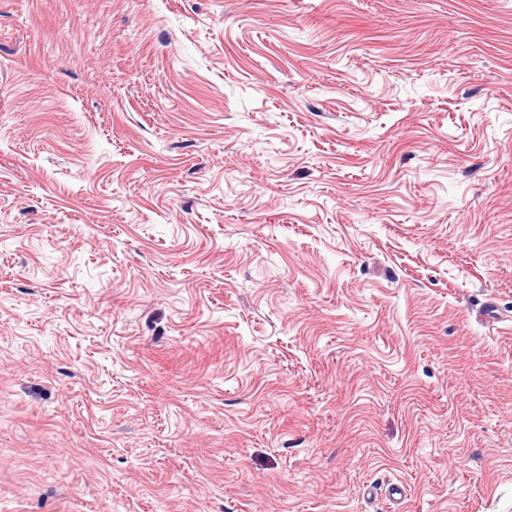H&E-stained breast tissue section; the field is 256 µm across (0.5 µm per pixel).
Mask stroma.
<instances>
[{
	"label": "stroma",
	"instance_id": "35a3bbf8",
	"mask_svg": "<svg viewBox=\"0 0 512 512\" xmlns=\"http://www.w3.org/2000/svg\"><path fill=\"white\" fill-rule=\"evenodd\" d=\"M0 512H512V0H0Z\"/></svg>",
	"mask_w": 512,
	"mask_h": 512
}]
</instances>
